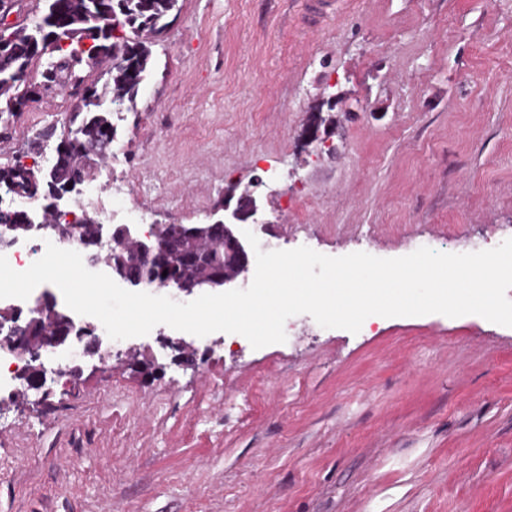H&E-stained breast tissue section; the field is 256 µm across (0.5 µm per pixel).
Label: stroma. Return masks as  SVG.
Segmentation results:
<instances>
[{
  "label": "stroma",
  "instance_id": "1",
  "mask_svg": "<svg viewBox=\"0 0 512 512\" xmlns=\"http://www.w3.org/2000/svg\"><path fill=\"white\" fill-rule=\"evenodd\" d=\"M26 109L0 162L61 125ZM98 166L156 227L265 181L247 230L339 257L512 238V0H179ZM151 354L0 401V512H512V327L293 316L286 342Z\"/></svg>",
  "mask_w": 512,
  "mask_h": 512
}]
</instances>
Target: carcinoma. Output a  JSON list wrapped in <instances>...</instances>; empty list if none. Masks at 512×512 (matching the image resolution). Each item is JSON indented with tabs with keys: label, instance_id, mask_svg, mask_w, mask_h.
Instances as JSON below:
<instances>
[{
	"label": "carcinoma",
	"instance_id": "1",
	"mask_svg": "<svg viewBox=\"0 0 512 512\" xmlns=\"http://www.w3.org/2000/svg\"><path fill=\"white\" fill-rule=\"evenodd\" d=\"M44 13L34 26L19 22L0 31V121L17 116L29 96L45 83L64 91L78 78H87L90 95L74 103L62 128L51 126L28 145L37 154L41 140L57 138L58 156L47 169L28 166L15 156L0 163V187L30 199H41L45 206L68 194L73 173L86 180L95 175L94 151L104 142H113L117 128L112 113L100 110L102 99L122 105L136 98L148 70L151 44L164 33L168 18L179 10V0H43ZM112 46V68L105 72L104 84L93 78L92 67L99 48ZM155 237L164 244L172 259L180 261L183 285L196 289L201 283L224 277L231 269L224 264L223 233L205 240L173 236L168 226L156 229ZM117 274L163 279L162 271L150 273L130 265L126 253L118 251L106 258ZM72 329L64 312L52 323L30 318V335L43 336L52 330Z\"/></svg>",
	"mask_w": 512,
	"mask_h": 512
}]
</instances>
